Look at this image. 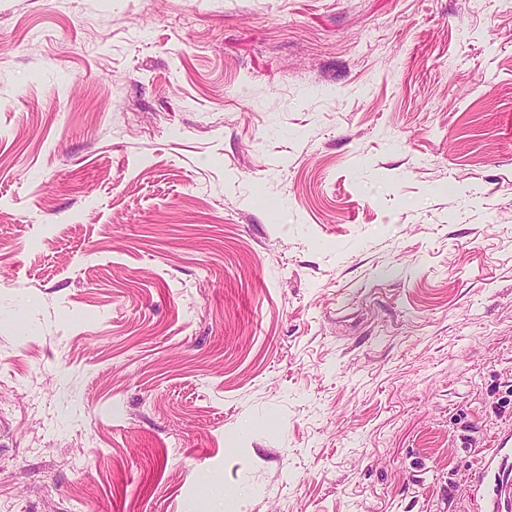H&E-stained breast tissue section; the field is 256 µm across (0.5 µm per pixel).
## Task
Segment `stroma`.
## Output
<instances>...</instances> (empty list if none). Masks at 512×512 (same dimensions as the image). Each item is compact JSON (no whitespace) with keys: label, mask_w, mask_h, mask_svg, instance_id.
<instances>
[{"label":"stroma","mask_w":512,"mask_h":512,"mask_svg":"<svg viewBox=\"0 0 512 512\" xmlns=\"http://www.w3.org/2000/svg\"><path fill=\"white\" fill-rule=\"evenodd\" d=\"M0 505L490 512L512 0H0Z\"/></svg>","instance_id":"stroma-1"}]
</instances>
